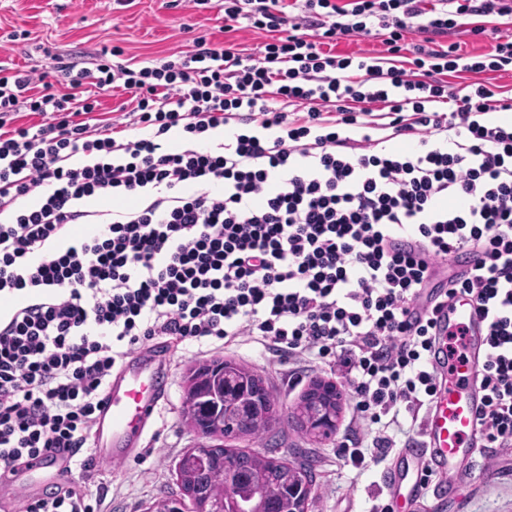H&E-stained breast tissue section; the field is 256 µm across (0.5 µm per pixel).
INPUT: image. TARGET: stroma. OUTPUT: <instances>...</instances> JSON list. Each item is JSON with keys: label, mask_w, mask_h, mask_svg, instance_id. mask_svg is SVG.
I'll return each instance as SVG.
<instances>
[{"label": "stroma", "mask_w": 512, "mask_h": 512, "mask_svg": "<svg viewBox=\"0 0 512 512\" xmlns=\"http://www.w3.org/2000/svg\"><path fill=\"white\" fill-rule=\"evenodd\" d=\"M15 29L27 30V37L9 40ZM198 37L217 45L230 41L254 54L269 35L242 22L225 31L222 0L198 10L186 0H0V65L9 68L46 71L54 57L88 62L100 58L104 48L117 46L122 50L117 63L137 69L146 61L158 65L172 53L193 51ZM219 358L261 375L286 414L263 440L243 437L233 440V447L258 453L274 447L288 462L307 465L314 482L308 512H371L374 504L388 501L384 479L406 470L405 451L418 445V424L400 414L396 448L380 463L354 467L337 453L349 432V405H342L337 430L326 439L306 434L292 416L309 386L337 382L336 372L310 358L283 363L249 341L228 348L206 339L170 347L166 399L146 426L142 452L121 463L97 462L88 474L73 468L70 482L91 489L108 486L104 512H149L177 495L176 464L200 441L182 415L186 376L195 365ZM406 512H512V448L498 449L492 463L472 465L450 491H421Z\"/></svg>", "instance_id": "stroma-1"}]
</instances>
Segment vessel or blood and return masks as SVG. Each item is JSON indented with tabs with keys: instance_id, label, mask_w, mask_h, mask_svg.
<instances>
[{
	"instance_id": "obj_1",
	"label": "vessel or blood",
	"mask_w": 512,
	"mask_h": 512,
	"mask_svg": "<svg viewBox=\"0 0 512 512\" xmlns=\"http://www.w3.org/2000/svg\"><path fill=\"white\" fill-rule=\"evenodd\" d=\"M448 318L454 326L465 328L469 356L453 361L448 392L434 400L426 423L427 440L424 447L415 449L412 466L413 474L427 469L441 481L461 478L458 458L476 453L475 411L481 397L472 388L471 376L482 363L487 334L486 322L468 299H459L449 308ZM165 391L156 359L131 355L112 376L102 396L103 404L94 423L93 456L116 463L125 460L133 429L152 417ZM61 478L58 464H42L31 468L29 481L34 489L40 490Z\"/></svg>"
}]
</instances>
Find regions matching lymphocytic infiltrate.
Instances as JSON below:
<instances>
[{"label":"lymphocytic infiltrate","mask_w":512,"mask_h":512,"mask_svg":"<svg viewBox=\"0 0 512 512\" xmlns=\"http://www.w3.org/2000/svg\"><path fill=\"white\" fill-rule=\"evenodd\" d=\"M512 17V0H224V21L272 33L259 55L199 39L189 55L140 69L57 62L59 94L32 95L36 70L0 68V478L40 453L77 460L91 442L118 363L157 338L251 340L276 355L330 361L351 387L356 467L395 448L400 412L436 394L440 314L468 298L489 324L476 409L488 448L512 447V111L499 85L475 82L445 99L451 73H512V40L468 54L434 49L458 18ZM375 35L378 55L323 51ZM417 32L412 63L398 43ZM119 85L126 119L93 121L83 85ZM306 103L303 118L290 106ZM45 118L23 125L21 110ZM256 124L265 136L230 124ZM153 128L127 140V126ZM362 128L360 138L339 126ZM416 139L387 151L376 132ZM207 150L159 144L178 128ZM88 164L71 165L72 157ZM143 196L102 228L87 199ZM466 253L443 294L429 292L441 261ZM89 490L56 486L25 512H90Z\"/></svg>","instance_id":"obj_1"}]
</instances>
